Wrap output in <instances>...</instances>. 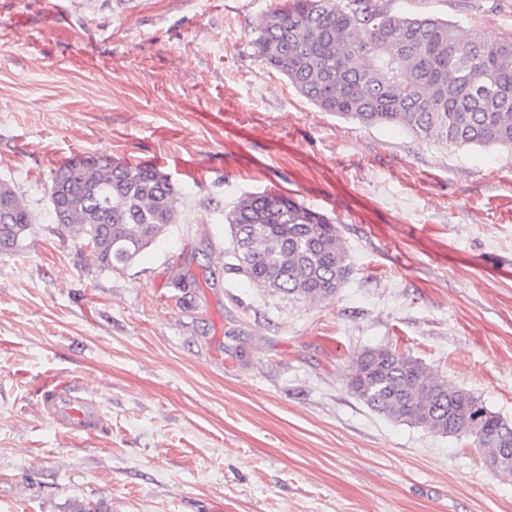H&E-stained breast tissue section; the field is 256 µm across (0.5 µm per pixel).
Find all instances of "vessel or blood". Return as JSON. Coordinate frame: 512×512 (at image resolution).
Masks as SVG:
<instances>
[{"label":"vessel or blood","mask_w":512,"mask_h":512,"mask_svg":"<svg viewBox=\"0 0 512 512\" xmlns=\"http://www.w3.org/2000/svg\"><path fill=\"white\" fill-rule=\"evenodd\" d=\"M43 416L80 438L94 434L101 425V411L82 390L57 383L43 391L40 399Z\"/></svg>","instance_id":"b4317fda"}]
</instances>
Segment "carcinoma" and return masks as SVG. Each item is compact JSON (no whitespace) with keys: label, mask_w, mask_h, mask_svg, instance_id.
<instances>
[{"label":"carcinoma","mask_w":512,"mask_h":512,"mask_svg":"<svg viewBox=\"0 0 512 512\" xmlns=\"http://www.w3.org/2000/svg\"><path fill=\"white\" fill-rule=\"evenodd\" d=\"M254 34L257 56L322 112L442 145L512 147V38L463 36L447 20L395 15L381 0H284ZM178 200L160 170L92 157L60 165L49 189L53 213L93 244L103 269L134 263L177 223ZM224 220L235 270L271 295L320 302L350 274L336 225L288 195H244ZM32 224L23 198L0 182V252L16 250ZM347 388L394 420L473 438L484 461L512 477V423L411 357L365 349Z\"/></svg>","instance_id":"obj_1"}]
</instances>
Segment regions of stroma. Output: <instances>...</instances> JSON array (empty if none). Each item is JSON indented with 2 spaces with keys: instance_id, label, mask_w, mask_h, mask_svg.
<instances>
[{
  "instance_id": "stroma-1",
  "label": "stroma",
  "mask_w": 512,
  "mask_h": 512,
  "mask_svg": "<svg viewBox=\"0 0 512 512\" xmlns=\"http://www.w3.org/2000/svg\"><path fill=\"white\" fill-rule=\"evenodd\" d=\"M280 0H0V181L33 213L0 253V512H512L472 438L346 386L388 346L512 421V148L320 111L257 57ZM512 36V0H385ZM168 174L180 213L101 269L48 200L73 157ZM281 192L335 222L351 272L314 304L233 268L224 215ZM69 382L103 426L38 408ZM68 458L58 467V455ZM43 416L75 438L94 434L101 425V411L82 390L57 383L41 394Z\"/></svg>"
}]
</instances>
